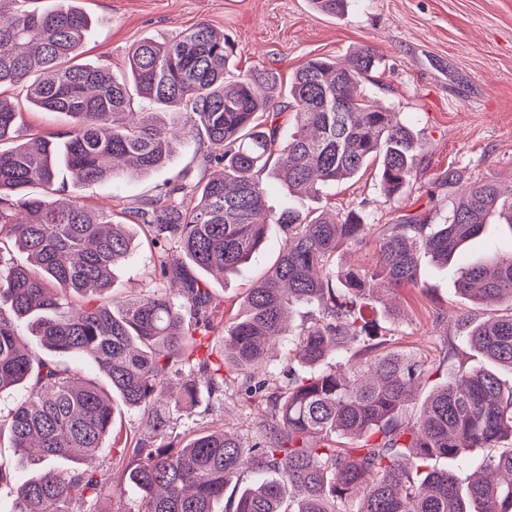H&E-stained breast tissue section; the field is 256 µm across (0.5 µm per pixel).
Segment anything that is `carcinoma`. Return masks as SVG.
I'll list each match as a JSON object with an SVG mask.
<instances>
[{"instance_id": "1", "label": "carcinoma", "mask_w": 512, "mask_h": 512, "mask_svg": "<svg viewBox=\"0 0 512 512\" xmlns=\"http://www.w3.org/2000/svg\"><path fill=\"white\" fill-rule=\"evenodd\" d=\"M28 2L0 0V88L27 83V103L69 117L70 126L13 144L23 113L0 97V251L10 245L24 255L0 256V392L23 391L0 434L34 469L12 512H72L76 504L93 512L104 491L121 498L129 488L139 495L134 512H215L221 502L224 512H512V384L490 368H460L412 418L409 392L430 379L431 364L388 349L361 309L375 291L416 283L420 252L448 268L487 225L512 228V191L492 180L462 188L456 171L445 170L437 187L452 208L443 223L423 212L389 224L377 232L375 263L338 275L336 250L363 244L372 225L354 211L276 210L269 197L281 184L290 196L317 199L321 186L372 163L386 196L417 177L407 122L363 85L376 67L371 49L342 61L313 58L293 74L294 127L284 141L270 112L276 77L263 69L229 74L234 45L211 26L139 41L117 76L70 64L90 28L77 3L39 12ZM310 2L336 18L347 6ZM137 100L185 122L169 128L136 111ZM181 143L206 146L204 162L222 173L179 178L120 210L146 228L159 280L179 284L177 293L108 301L114 270L131 256L126 225L111 209L76 198L59 206L32 188L53 189L62 167L79 185L147 174ZM272 224L284 233L276 263L226 325L224 305L191 267L237 272L263 249ZM454 274L474 302L512 300V248ZM300 305L316 306L318 316L294 333ZM221 324L224 351L215 359L209 338ZM23 325L43 352L21 344ZM457 331L490 363L512 367V312L476 325L462 320ZM287 334L283 367L267 368L271 346ZM64 356L87 357L108 385L60 365ZM229 392L264 408L253 435L211 425L179 445L171 417L156 411L164 404L189 418L203 395ZM118 401L146 416L151 436L114 432ZM359 437L360 447L343 445ZM106 448L119 450L116 483L93 466ZM472 448L498 449L480 478L463 484L455 471L430 466L462 461ZM59 459L73 470H59Z\"/></svg>"}]
</instances>
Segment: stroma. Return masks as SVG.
Returning <instances> with one entry per match:
<instances>
[{
    "label": "stroma",
    "mask_w": 512,
    "mask_h": 512,
    "mask_svg": "<svg viewBox=\"0 0 512 512\" xmlns=\"http://www.w3.org/2000/svg\"><path fill=\"white\" fill-rule=\"evenodd\" d=\"M80 6L93 25L76 63L115 74L125 72L128 52L141 39L168 40L201 22L224 32L236 46L231 72L263 68L276 74L279 94L272 109L281 113L286 131L293 127L288 82L298 68L316 57L342 59L362 47L374 50L378 67L365 88L411 125L419 144L416 179L389 198L380 192L379 170L373 167L325 185L316 201L275 190L270 197L275 207L353 210L366 224H396L424 211L447 215L452 199L437 189L436 179L450 166L462 184L493 180L512 187V0H349L339 18L316 12L310 0H80ZM9 95L23 103L17 141L68 128L67 116L24 104L23 88H12ZM203 156V150L180 144L144 177L77 186L63 169L58 180L66 194L85 203L136 207L165 182L184 174L198 179ZM127 228L134 249L115 271L109 295L117 300L148 295L158 284L153 248L137 220L128 219ZM281 238L279 227L271 226L264 249L236 274H205L224 302L225 317H233L246 289L272 266ZM418 264L417 285L367 300L365 315L394 329V346L402 353L421 355L448 371L485 367V357L457 338L454 322L463 316L479 322L511 311L512 304L471 302L458 292L452 271L438 268L430 255L420 254ZM263 419V409L228 396L202 402L192 418H178L172 438L186 442L211 422L252 432Z\"/></svg>",
    "instance_id": "1"
}]
</instances>
